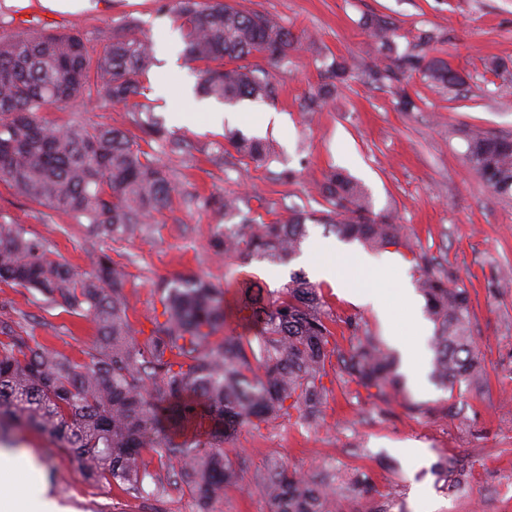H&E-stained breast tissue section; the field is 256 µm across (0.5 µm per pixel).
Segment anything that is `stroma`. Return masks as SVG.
<instances>
[{
    "label": "stroma",
    "instance_id": "obj_1",
    "mask_svg": "<svg viewBox=\"0 0 512 512\" xmlns=\"http://www.w3.org/2000/svg\"><path fill=\"white\" fill-rule=\"evenodd\" d=\"M244 11H258L288 27L298 38L312 34L314 46L291 52L272 66L278 88L275 100L245 99L235 104L240 120L226 123L202 109L192 121L179 122L185 89L196 77L181 52L173 0H104L95 10L50 11L36 4L14 6L0 0V38L22 32H76L102 48L115 26L135 17L155 44L157 64L147 78L146 96L174 137L190 145L173 158L179 187L196 190L204 202L176 206L174 219L156 225L152 234L96 245L83 225L64 214L31 203L0 184V217L21 221L60 259L78 272L89 267L88 254L103 248L129 274L128 315L136 329H149L161 313L153 291L159 279L192 273L220 284L234 300L238 283L247 282L270 297L288 283L302 260L274 266L265 261L216 258L209 243L224 223L222 200L259 194L269 209L255 210L256 220L287 217L295 208L313 214L325 210L319 188L335 168L344 169L367 190L374 213L392 214L411 239L434 256L450 277L470 294L472 327L484 359L480 384L446 388L431 377L434 352L430 336L414 335L409 315L395 308L384 323L367 305L352 301L328 283L324 299L336 319L335 339L345 346L353 332L380 338L389 349L407 343L421 349L428 363L420 383H406L403 394L382 401L370 390L329 373L322 420L310 425L298 413L271 424L242 426L224 440L229 459L247 458L239 485L227 487L209 512H269L266 497L253 486L268 460H281L289 471L314 478L326 473L345 479L361 475L372 491L345 495L341 512H512V497L502 486L512 482V202L493 193L465 162L466 143L451 128L474 126L512 138V0H232ZM376 14L396 29L397 47L406 50L421 31L438 37L429 56L447 61L466 80L446 91L431 86L421 70L401 74L400 86L414 103L403 108L391 89L367 81L373 62L370 39L361 24ZM336 57L352 71L348 85L320 112L306 117L305 100L325 75L320 57ZM498 69L487 66L490 58ZM272 122H262L264 113ZM80 117L89 124L127 128L131 115L120 104L86 96L76 104L46 113L52 124ZM238 131L266 140L273 149L264 164L245 162L235 151L216 152L224 134ZM372 269L358 281L378 288L413 282L414 269L405 249L372 252ZM0 317L14 321L23 335L74 360L95 347V325L49 306L37 292L0 283ZM19 449L41 460L42 483L62 512H150L141 500L117 489L86 482L72 458L32 431L23 432ZM451 455L469 463L466 480L448 488L435 467Z\"/></svg>",
    "mask_w": 512,
    "mask_h": 512
}]
</instances>
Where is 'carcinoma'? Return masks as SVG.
I'll use <instances>...</instances> for the list:
<instances>
[{
	"label": "carcinoma",
	"mask_w": 512,
	"mask_h": 512,
	"mask_svg": "<svg viewBox=\"0 0 512 512\" xmlns=\"http://www.w3.org/2000/svg\"><path fill=\"white\" fill-rule=\"evenodd\" d=\"M173 15L202 95L229 105L275 99L267 66L296 49L288 28L227 0H176ZM363 26L375 53L391 59L371 65L369 77L394 87L403 105L411 101L396 85L402 70L420 65L432 83L449 90L464 83L447 62L426 58L425 49L437 39L433 32H422L413 49L399 55L390 23L371 16ZM137 29L138 22L127 19L102 51L78 33L32 32L0 40V183L86 225L89 237L100 242L150 233L157 216L173 211L176 193L186 206L200 200L190 190H176L171 167L142 148L163 142L172 157L188 144L165 132L147 102L143 78L155 64L154 44ZM321 64L330 82L304 103L306 112L319 111L349 79L345 63ZM86 91L124 105L139 134L77 118L62 125L44 119L49 108L69 106ZM452 133L466 141L469 167L511 201L512 140L477 128ZM224 140L254 163L270 155L258 138L230 132ZM321 193L327 207L317 222L328 232L412 254L417 288L435 324L433 376L450 387L461 379L478 382L483 370L468 290L416 248L402 225L374 214L367 192L347 173L329 172ZM254 200L264 207L259 195L224 200V216L241 220L217 229L214 252L243 261H293L312 215L293 210L285 220L259 223L250 216ZM0 282L35 290L51 306L90 319L101 336L87 359L76 362L0 320V437L12 426L37 431L69 453L88 480L135 499L163 503L171 489L183 487L202 506L220 499L245 466L242 458L224 456L227 432L272 422L291 409L309 424L319 422L328 394L323 378L332 361L382 400L397 390L394 356L373 336L339 347L330 307L301 271L292 272L266 302L250 286L242 287L238 307L257 326L253 337L224 331V288L192 275L156 282L163 311L150 320L146 335L129 321L122 264L101 249L78 276L14 220L0 221ZM154 459L157 471L146 464ZM440 471L450 487L465 477V465L455 456ZM255 486L269 499L271 512H335L343 491H370L357 475L341 486L332 478L316 482L275 459L256 475Z\"/></svg>",
	"instance_id": "obj_1"
}]
</instances>
